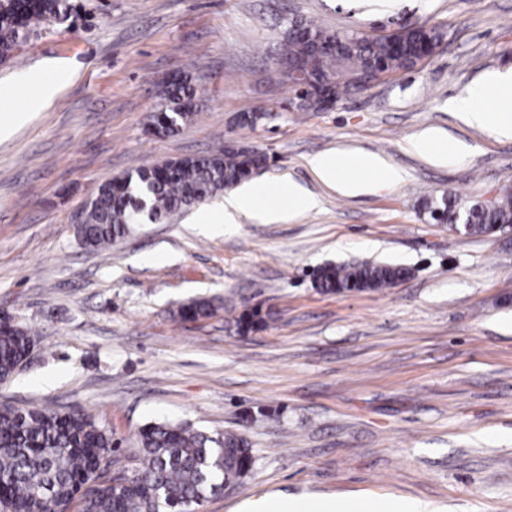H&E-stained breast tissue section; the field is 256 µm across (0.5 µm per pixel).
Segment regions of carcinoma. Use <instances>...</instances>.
<instances>
[{
  "label": "carcinoma",
  "mask_w": 512,
  "mask_h": 512,
  "mask_svg": "<svg viewBox=\"0 0 512 512\" xmlns=\"http://www.w3.org/2000/svg\"><path fill=\"white\" fill-rule=\"evenodd\" d=\"M74 11L69 0H0V60L10 57L27 31ZM296 24L314 36H331L336 51L314 54L308 45L283 40V58L300 59L308 78L325 80L333 89L354 87V78L370 71L396 72L413 67L439 33L420 28L397 47L385 36L369 40L359 33L330 34L314 21ZM164 108L153 116L154 132L169 135L187 125L195 108L185 76L169 82ZM256 153L226 143L203 155H189L151 168H139L102 184L76 225L79 242L102 249L144 220L157 223L181 210L214 198L254 177ZM470 232L482 234L489 224H512V190L505 187L488 207H467ZM409 274L402 266L362 261L326 265L315 278L327 293L376 291ZM218 306L199 297L181 304L182 320L210 317ZM263 321L253 308L237 318L242 333ZM33 347L32 331L0 317V379H9ZM140 466L130 476L104 473L114 463L112 430L81 409L44 410L0 404V512H69L79 499L80 512H194L227 488L240 486L252 470L253 453L241 435L210 436L189 425L159 423L145 427L139 438Z\"/></svg>",
  "instance_id": "obj_1"
}]
</instances>
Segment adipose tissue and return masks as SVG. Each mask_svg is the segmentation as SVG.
<instances>
[{"instance_id": "1", "label": "adipose tissue", "mask_w": 512, "mask_h": 512, "mask_svg": "<svg viewBox=\"0 0 512 512\" xmlns=\"http://www.w3.org/2000/svg\"><path fill=\"white\" fill-rule=\"evenodd\" d=\"M317 178L325 185L334 187L344 196H353L372 190L368 176L381 174L385 182L393 183L399 178L398 172L385 166L382 159L369 153H359L348 157L322 154L309 161Z\"/></svg>"}]
</instances>
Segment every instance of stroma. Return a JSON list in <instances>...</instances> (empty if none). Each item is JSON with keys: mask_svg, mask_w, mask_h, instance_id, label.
Here are the masks:
<instances>
[{"mask_svg": "<svg viewBox=\"0 0 512 512\" xmlns=\"http://www.w3.org/2000/svg\"><path fill=\"white\" fill-rule=\"evenodd\" d=\"M0 62V312L34 333L0 402L80 408L112 431L134 471L141 430L184 423L244 436L253 470L199 512H248L284 499L416 502L433 512H512V231L472 235L435 223L512 185V139L453 109L486 73L512 74V0H75ZM383 35L423 24L441 43L416 68L382 77L326 110L292 107L279 55L288 22ZM186 73L191 123L153 134L163 82ZM57 97L31 111L40 82ZM267 112L257 127L240 115ZM436 128L465 145L453 166L413 141ZM263 153L246 186L287 209L289 185L316 197L292 220L223 223L215 198L110 249L75 225L99 186L128 171L224 143ZM366 151L400 180L344 197L321 183L318 154ZM409 269L382 291L325 294L328 264ZM220 296L213 316L178 304ZM264 324L240 333L243 309Z\"/></svg>", "mask_w": 512, "mask_h": 512, "instance_id": "1", "label": "stroma"}]
</instances>
